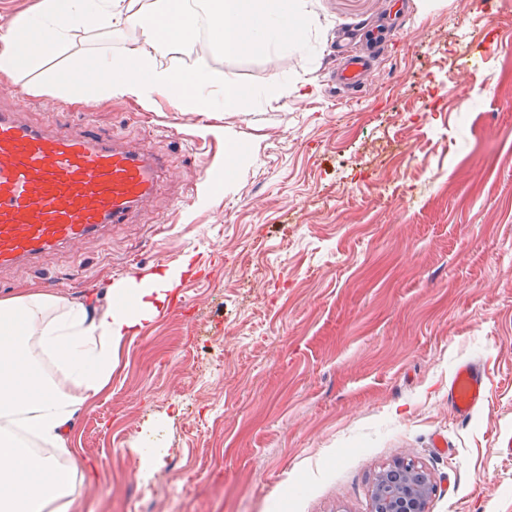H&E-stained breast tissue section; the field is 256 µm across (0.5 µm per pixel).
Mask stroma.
<instances>
[{
    "instance_id": "1",
    "label": "stroma",
    "mask_w": 512,
    "mask_h": 512,
    "mask_svg": "<svg viewBox=\"0 0 512 512\" xmlns=\"http://www.w3.org/2000/svg\"><path fill=\"white\" fill-rule=\"evenodd\" d=\"M312 2L294 48L168 57L253 88L240 112L217 94L207 112L160 95L84 105L39 71L0 85L34 120H92L171 166L131 223L1 269V298L48 287L101 313L130 265L192 261L182 305L119 347L110 387L71 423L89 473L78 512H370L404 452L434 484L428 512H512V0H402L358 101L330 81L336 33L388 0ZM129 45L79 31L50 64ZM276 76L288 93H267ZM229 142L237 175L219 185ZM463 359L488 379L465 421L448 406ZM137 441L162 456L147 481Z\"/></svg>"
}]
</instances>
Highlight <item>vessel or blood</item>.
Wrapping results in <instances>:
<instances>
[{"instance_id": "b4317fda", "label": "vessel or blood", "mask_w": 512, "mask_h": 512, "mask_svg": "<svg viewBox=\"0 0 512 512\" xmlns=\"http://www.w3.org/2000/svg\"><path fill=\"white\" fill-rule=\"evenodd\" d=\"M384 43L376 26L352 42L331 80L342 97L365 90ZM27 104L0 105V269L31 264L50 251L103 236L156 194L167 160L147 146L109 133L76 130L68 121L39 125ZM487 401L480 364L460 361L448 381V404L470 418Z\"/></svg>"}]
</instances>
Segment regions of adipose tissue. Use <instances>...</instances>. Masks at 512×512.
I'll return each instance as SVG.
<instances>
[{
    "label": "adipose tissue",
    "mask_w": 512,
    "mask_h": 512,
    "mask_svg": "<svg viewBox=\"0 0 512 512\" xmlns=\"http://www.w3.org/2000/svg\"><path fill=\"white\" fill-rule=\"evenodd\" d=\"M302 0H39L35 14L17 17L0 35V83L43 66L72 32L130 30L119 55L84 54L72 67L49 71L46 84L69 100L94 104L132 97L151 106L165 93L196 112L211 108L215 76L197 72L184 82L162 56L192 45L207 25L225 54L255 41L271 47L296 42L293 17ZM45 37L33 42L34 30ZM190 268L182 262L110 286L126 303L97 315L31 287L0 299V512H75L77 469L66 444L80 408L109 387L122 342L153 320Z\"/></svg>",
    "instance_id": "adipose-tissue-1"
}]
</instances>
